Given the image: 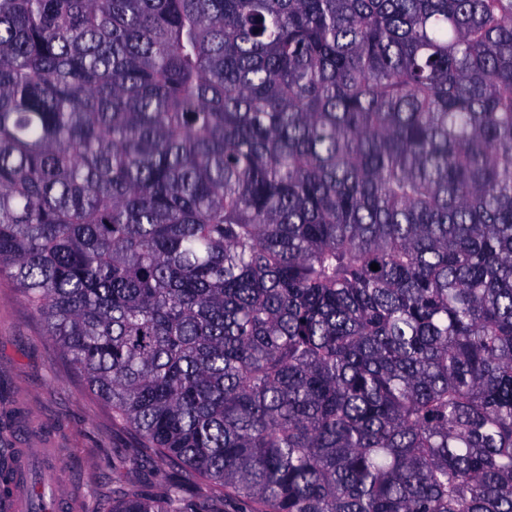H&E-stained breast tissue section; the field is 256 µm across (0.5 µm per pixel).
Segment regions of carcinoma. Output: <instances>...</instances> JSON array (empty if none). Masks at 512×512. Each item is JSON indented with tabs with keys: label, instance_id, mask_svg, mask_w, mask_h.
<instances>
[{
	"label": "carcinoma",
	"instance_id": "cac0c4a2",
	"mask_svg": "<svg viewBox=\"0 0 512 512\" xmlns=\"http://www.w3.org/2000/svg\"><path fill=\"white\" fill-rule=\"evenodd\" d=\"M0 275L112 512H512V0H0Z\"/></svg>",
	"mask_w": 512,
	"mask_h": 512
}]
</instances>
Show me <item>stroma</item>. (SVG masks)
Returning <instances> with one entry per match:
<instances>
[{
  "mask_svg": "<svg viewBox=\"0 0 512 512\" xmlns=\"http://www.w3.org/2000/svg\"><path fill=\"white\" fill-rule=\"evenodd\" d=\"M13 427L0 432V455L41 448L31 470L71 493L67 512H111L113 456L130 459L127 489L161 494L164 480L149 460L134 456V438L113 428L112 413L88 395L82 377L66 363L15 288L0 276V417Z\"/></svg>",
  "mask_w": 512,
  "mask_h": 512,
  "instance_id": "35a3bbf8",
  "label": "stroma"
}]
</instances>
